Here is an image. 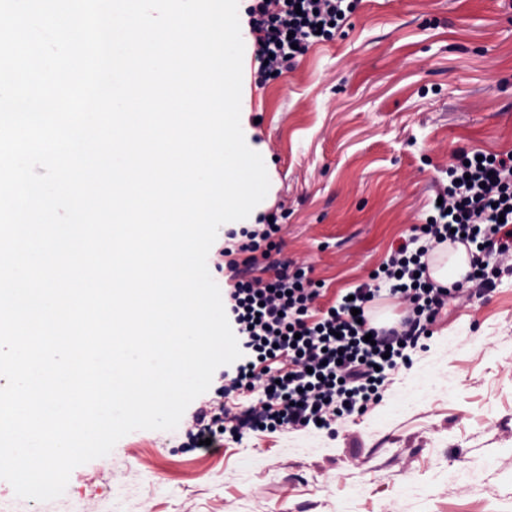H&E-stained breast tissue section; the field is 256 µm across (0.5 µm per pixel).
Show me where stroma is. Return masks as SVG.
Returning a JSON list of instances; mask_svg holds the SVG:
<instances>
[{"label": "stroma", "mask_w": 512, "mask_h": 512, "mask_svg": "<svg viewBox=\"0 0 512 512\" xmlns=\"http://www.w3.org/2000/svg\"><path fill=\"white\" fill-rule=\"evenodd\" d=\"M241 124L284 216L271 260L307 267L319 315L424 223L460 151L512 152V0H360L336 36L255 83ZM449 300L383 398L334 429L223 434L194 448L190 415L137 430L75 468L84 512H512V269Z\"/></svg>", "instance_id": "1"}]
</instances>
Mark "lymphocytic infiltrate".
I'll return each mask as SVG.
<instances>
[{
	"mask_svg": "<svg viewBox=\"0 0 512 512\" xmlns=\"http://www.w3.org/2000/svg\"><path fill=\"white\" fill-rule=\"evenodd\" d=\"M359 0H249L247 25L254 36L257 80L281 76L317 42L331 39ZM440 205L415 238L427 243L393 248L371 281L351 289L322 316H306L319 294L305 268L275 263L270 280L249 276V257H269L281 230L279 217L261 215L257 223L224 232L226 277L233 286L224 309L242 357L224 376L225 393L261 389L262 396L221 425L232 436L248 432L298 430L316 424L328 428L352 414H364L378 403L387 373L411 366L410 350L421 338L458 285H435L425 257L439 245L460 242L501 256L512 255V152L462 153L449 166L440 190ZM246 253L234 260L233 251ZM406 307L400 327L379 333L358 320L378 297V282Z\"/></svg>",
	"mask_w": 512,
	"mask_h": 512,
	"instance_id": "obj_1",
	"label": "lymphocytic infiltrate"
}]
</instances>
